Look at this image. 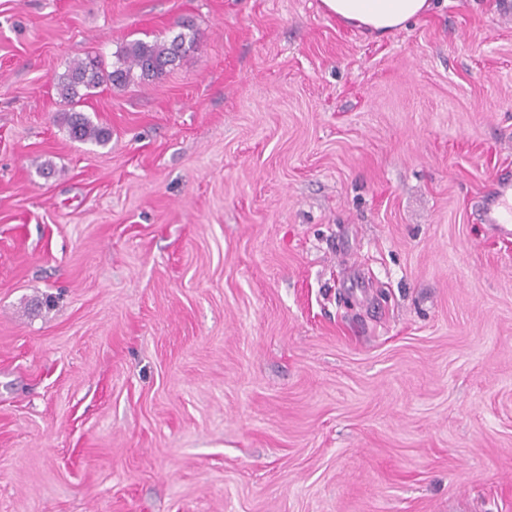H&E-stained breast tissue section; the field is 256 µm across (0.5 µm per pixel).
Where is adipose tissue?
<instances>
[{
  "instance_id": "ef3b65f1",
  "label": "adipose tissue",
  "mask_w": 512,
  "mask_h": 512,
  "mask_svg": "<svg viewBox=\"0 0 512 512\" xmlns=\"http://www.w3.org/2000/svg\"><path fill=\"white\" fill-rule=\"evenodd\" d=\"M326 13L342 26L377 35L401 29L408 21L428 16L433 0H321Z\"/></svg>"
}]
</instances>
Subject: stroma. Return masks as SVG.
<instances>
[{"label": "stroma", "mask_w": 512, "mask_h": 512, "mask_svg": "<svg viewBox=\"0 0 512 512\" xmlns=\"http://www.w3.org/2000/svg\"><path fill=\"white\" fill-rule=\"evenodd\" d=\"M505 169L512 0H0V512H512ZM434 0H321L336 22L377 35L401 29L408 21L428 16ZM172 40H154L152 42L141 39L129 42L116 54V60L112 64V71L106 72L96 60H80L70 65L65 73L57 80V91L60 97L70 104H77L91 92L109 82L113 86L128 85L134 79V71H139V79H153L163 75L167 68L185 54L196 47L195 35L188 39L187 48L181 51L184 40L177 43V38ZM82 90L86 92L81 93ZM65 114L70 139L78 142L91 141L102 145L109 140L110 132L99 125H95L82 112L72 109L71 112ZM484 224H491L498 234L512 236V178H496L482 210Z\"/></svg>", "instance_id": "obj_1"}]
</instances>
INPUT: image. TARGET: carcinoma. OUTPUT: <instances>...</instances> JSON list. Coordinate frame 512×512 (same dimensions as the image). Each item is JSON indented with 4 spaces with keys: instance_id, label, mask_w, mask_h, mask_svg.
Masks as SVG:
<instances>
[{
    "instance_id": "obj_1",
    "label": "carcinoma",
    "mask_w": 512,
    "mask_h": 512,
    "mask_svg": "<svg viewBox=\"0 0 512 512\" xmlns=\"http://www.w3.org/2000/svg\"><path fill=\"white\" fill-rule=\"evenodd\" d=\"M182 44L177 39L154 40L141 39L129 42L116 54L112 70L107 72L96 60H80L70 65L57 80L60 97L77 104L84 97V92L95 89L105 82L114 86H125L134 79V72H139L142 80L153 79L163 75L167 68L183 55ZM66 124L70 139L78 142H95L105 144L110 132L94 124L86 115L78 111L66 113Z\"/></svg>"
}]
</instances>
